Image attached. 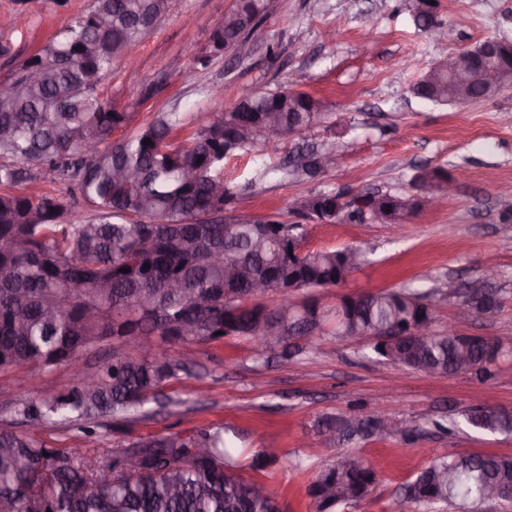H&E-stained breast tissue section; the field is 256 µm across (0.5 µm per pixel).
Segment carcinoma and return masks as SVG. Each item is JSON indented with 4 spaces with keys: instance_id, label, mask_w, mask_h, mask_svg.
Here are the masks:
<instances>
[{
    "instance_id": "cac0c4a2",
    "label": "carcinoma",
    "mask_w": 512,
    "mask_h": 512,
    "mask_svg": "<svg viewBox=\"0 0 512 512\" xmlns=\"http://www.w3.org/2000/svg\"><path fill=\"white\" fill-rule=\"evenodd\" d=\"M271 0H235L210 37L205 66L218 47L251 40L270 11ZM170 0H92L87 12L25 60L12 78L26 84L7 112L0 111V371L21 366H78L80 355L108 340L130 341L148 352L151 337L164 342L216 341L238 335L253 339L261 360L273 348L287 360L302 350L267 340L270 311L253 300L326 288L355 269V250L322 249L295 254L285 224L266 218L224 222V202L233 203L252 185L224 179V158L240 150L268 152L269 144L297 129L322 122L326 107L307 93L251 91L229 109L216 100L215 117L204 121L188 144L174 131L182 112H160L130 136L112 142V131L132 120L101 99L89 77L104 76L166 18ZM109 26L102 30L98 21ZM436 96L445 105L483 97L468 75L448 79L433 66ZM151 143L146 144L144 140ZM328 143L297 155L288 166L261 164L254 181L313 179L317 154ZM45 171L70 187L88 208L68 219L70 201L60 195L32 196L8 188ZM439 190L448 171L414 176ZM367 209L336 204V191L295 197L321 224H401L422 207L406 193L366 192ZM151 246L140 245L143 235ZM149 268H144V265ZM268 290L257 292L252 283ZM432 292L393 288L345 307L341 328L370 338L380 360L424 374L494 377L504 356L496 340L431 333L405 336L396 344L371 341L387 324L435 321ZM178 366L158 351L151 357H119L97 372L76 371L73 385L49 397L19 404L20 419L85 436L105 417L123 419L153 398L176 376ZM358 413L325 415L315 428L330 444L364 440L378 427L352 428ZM466 426L512 433V413L477 407L463 414ZM237 444L220 429L193 437H154L110 457L72 458L14 430L0 429V512H281L263 484L234 472ZM512 483V457L497 454L444 456L419 471L403 488L418 512L459 502L486 512L488 489ZM377 471L357 458L353 468L324 465L307 493L315 512L369 499Z\"/></svg>"
}]
</instances>
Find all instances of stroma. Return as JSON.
Instances as JSON below:
<instances>
[{
	"label": "stroma",
	"mask_w": 512,
	"mask_h": 512,
	"mask_svg": "<svg viewBox=\"0 0 512 512\" xmlns=\"http://www.w3.org/2000/svg\"><path fill=\"white\" fill-rule=\"evenodd\" d=\"M410 0H273L252 36L245 59L233 53L207 54L210 35L234 0H172L159 28L130 49L135 67L116 63L103 78L102 97L134 115L131 127L113 140L149 123L156 113L179 107L185 114L176 137L189 141L213 105L212 87L223 89L232 106L241 88L294 89L324 101L328 114L310 141L337 146L335 170L320 181L258 185L227 208V221L276 215L293 222L290 201L321 188L343 193L382 190L413 193V178L441 167L448 182L431 208L392 231L386 224H303L308 250L356 248L367 262L311 299L335 307L344 295L393 288L434 290L437 331L491 336L506 356L492 379L468 374L429 376L373 356L367 341L340 343L316 338L285 361L270 357L257 365L251 339L229 336L215 342L174 341L171 362L184 369L170 379L144 416L129 422L103 420L97 434L21 424L13 407L32 396L72 386L70 367H22L0 372V427L16 426L47 447L74 448L100 457L164 435L184 438L224 428L242 438L240 472L266 483L282 512H313L307 487L313 467L335 459L339 450L314 430L326 414L352 410L396 420L395 430L346 444L378 469L380 483L368 500L339 512H411L402 487L441 456L496 453L512 456V435L461 427L453 435L431 429L432 421L460 418L469 407L491 404L512 410V84L493 97L465 105H436L413 95L412 85L449 53L486 38L512 40V0H435L438 20L455 28L453 41H434L416 27ZM91 0H0V16L20 20L0 30L10 44L0 55V79L32 56L56 32L90 6ZM498 263L499 307L487 321L468 320L462 282L477 280L487 257ZM416 431L407 440L403 431ZM266 459L253 469L255 458ZM307 469H294L296 459Z\"/></svg>",
	"instance_id": "1"
}]
</instances>
